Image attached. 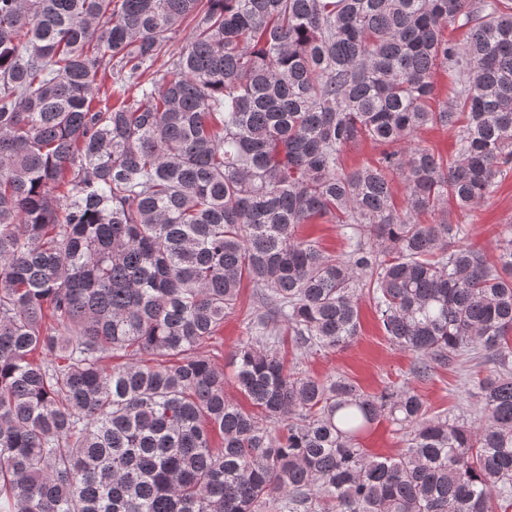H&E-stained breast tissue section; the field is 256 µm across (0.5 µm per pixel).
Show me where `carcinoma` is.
<instances>
[{
  "label": "carcinoma",
  "mask_w": 512,
  "mask_h": 512,
  "mask_svg": "<svg viewBox=\"0 0 512 512\" xmlns=\"http://www.w3.org/2000/svg\"><path fill=\"white\" fill-rule=\"evenodd\" d=\"M428 126L454 157L402 147ZM511 171L512 0H0V512H508L512 224L491 263L421 216ZM314 220L343 257L297 236ZM245 282L255 413L201 352ZM359 292L420 378L486 351L478 425L285 366L286 335L352 342ZM383 417L404 448L377 460ZM440 101H448V105L455 100L457 90V76L453 71L439 70L434 75ZM380 153V148L367 141L352 145L344 152V162L350 168H358L373 161ZM298 233L301 237L317 240L327 254L339 256L346 250L343 230L337 224H305Z\"/></svg>",
  "instance_id": "carcinoma-1"
}]
</instances>
